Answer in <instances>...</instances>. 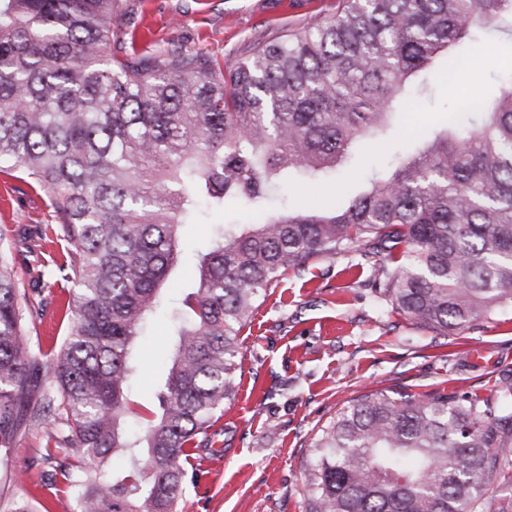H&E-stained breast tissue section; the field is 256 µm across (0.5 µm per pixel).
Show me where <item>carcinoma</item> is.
I'll use <instances>...</instances> for the list:
<instances>
[{
	"mask_svg": "<svg viewBox=\"0 0 512 512\" xmlns=\"http://www.w3.org/2000/svg\"><path fill=\"white\" fill-rule=\"evenodd\" d=\"M117 0H0V162L47 190L42 241L70 287V330L50 359L22 340L28 318L0 247V453L45 410L76 512H178L196 452L234 401L239 335L268 288L314 257L364 249L390 311L456 336L512 307V79L492 101L363 175L324 212L219 224L199 254L159 411L129 429L130 352L180 261V229L227 199H270L322 179L397 106L466 66L449 54L478 29L512 34V0H345L336 15L223 70L173 50L152 65L112 57ZM512 382L496 396L361 395L320 429L307 512H486L508 479ZM117 456L131 467L114 472Z\"/></svg>",
	"mask_w": 512,
	"mask_h": 512,
	"instance_id": "cac0c4a2",
	"label": "carcinoma"
}]
</instances>
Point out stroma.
<instances>
[{
    "instance_id": "stroma-1",
    "label": "stroma",
    "mask_w": 512,
    "mask_h": 512,
    "mask_svg": "<svg viewBox=\"0 0 512 512\" xmlns=\"http://www.w3.org/2000/svg\"><path fill=\"white\" fill-rule=\"evenodd\" d=\"M342 0H120L112 21V55L151 59L177 48L200 50L230 67L259 43L304 30L334 15ZM458 55L468 67L455 78H428L423 97L403 110L418 125L447 121L459 103L493 96L512 77V37L484 32L463 42ZM395 138L361 143L358 163L328 177L289 181L288 210H316L347 201L364 172L379 170L403 153ZM259 211L237 201L184 228L182 260L168 277L162 305L132 349L129 398L134 429L158 408L167 359L177 341L174 315L194 290L197 253L219 224L251 222ZM50 196L0 167V244L9 250L20 303L34 321L24 338L53 355L64 346L70 322L62 311L65 292L33 256L46 224ZM371 260L360 252L312 260L288 270L240 335L242 375L235 400L217 423L220 456L201 455L198 484L184 489L182 512H306L312 442L336 411L354 396L387 390L431 391L458 397H489L497 380L512 378V308L460 336H442L410 325L384 310L372 286ZM54 414L23 428L0 464V512L23 499L35 512H75L66 496L46 498L42 479L52 471L47 427Z\"/></svg>"
}]
</instances>
